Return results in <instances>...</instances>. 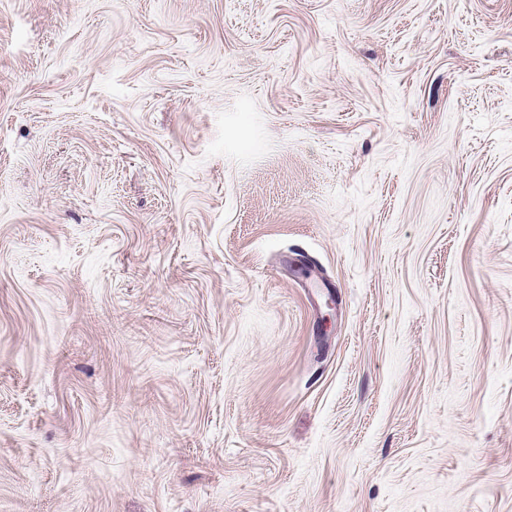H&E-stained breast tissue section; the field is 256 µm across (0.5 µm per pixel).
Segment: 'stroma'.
I'll return each instance as SVG.
<instances>
[{
	"label": "stroma",
	"mask_w": 512,
	"mask_h": 512,
	"mask_svg": "<svg viewBox=\"0 0 512 512\" xmlns=\"http://www.w3.org/2000/svg\"><path fill=\"white\" fill-rule=\"evenodd\" d=\"M0 512H512V0H0Z\"/></svg>",
	"instance_id": "obj_1"
}]
</instances>
